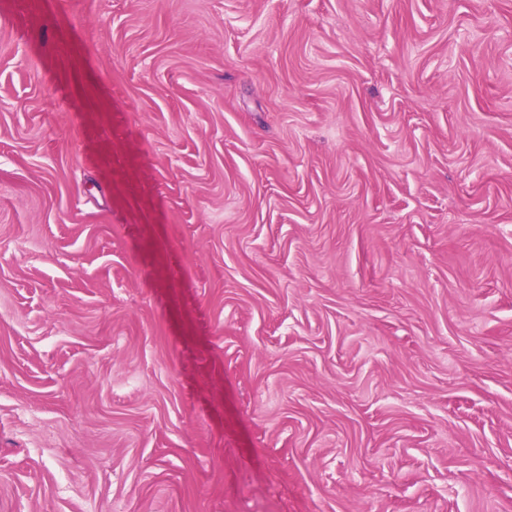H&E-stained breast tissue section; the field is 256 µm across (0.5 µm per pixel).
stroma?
<instances>
[{
    "label": "stroma",
    "mask_w": 512,
    "mask_h": 512,
    "mask_svg": "<svg viewBox=\"0 0 512 512\" xmlns=\"http://www.w3.org/2000/svg\"><path fill=\"white\" fill-rule=\"evenodd\" d=\"M0 512H512V0H0Z\"/></svg>",
    "instance_id": "35a3bbf8"
}]
</instances>
